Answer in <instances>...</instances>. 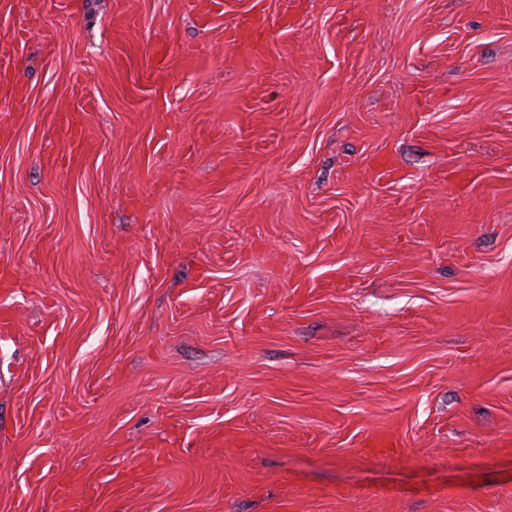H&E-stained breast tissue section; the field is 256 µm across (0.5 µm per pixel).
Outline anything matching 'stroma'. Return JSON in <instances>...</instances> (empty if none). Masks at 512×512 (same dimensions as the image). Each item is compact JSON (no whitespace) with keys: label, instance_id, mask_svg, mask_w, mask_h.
<instances>
[{"label":"stroma","instance_id":"1","mask_svg":"<svg viewBox=\"0 0 512 512\" xmlns=\"http://www.w3.org/2000/svg\"><path fill=\"white\" fill-rule=\"evenodd\" d=\"M30 2L0 512H512V0ZM267 28L268 23L264 17L253 16L244 19L236 30L234 48L242 54H252L256 48L257 35Z\"/></svg>","mask_w":512,"mask_h":512}]
</instances>
